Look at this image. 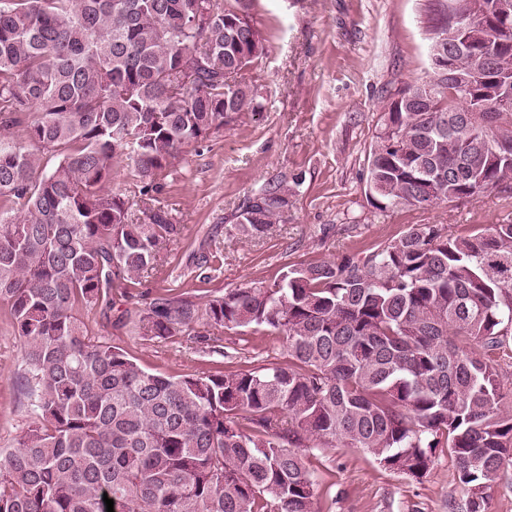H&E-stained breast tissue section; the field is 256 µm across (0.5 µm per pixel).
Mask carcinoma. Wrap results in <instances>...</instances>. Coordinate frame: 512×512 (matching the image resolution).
Returning a JSON list of instances; mask_svg holds the SVG:
<instances>
[{
    "label": "carcinoma",
    "instance_id": "carcinoma-1",
    "mask_svg": "<svg viewBox=\"0 0 512 512\" xmlns=\"http://www.w3.org/2000/svg\"><path fill=\"white\" fill-rule=\"evenodd\" d=\"M433 39L497 0H450ZM211 22L195 23L199 10ZM249 0H0V306L23 338L31 423L0 452V512H315L309 446L363 448L419 479L446 448L486 512L512 456L500 359L512 336V224L451 233L412 224L369 252L292 268L211 295L171 286L132 323L169 338L264 327L288 362L166 376L95 335L82 311L115 282L158 273L180 234L168 211L130 217L117 167L149 200L180 150L262 109L238 79L267 52ZM509 79L512 44L453 58L468 94L437 76L392 94L367 193L385 210L470 198L512 172V112H476L485 63ZM461 112L448 117V105ZM434 193L427 195L426 181ZM288 189L255 190L235 231L260 238Z\"/></svg>",
    "mask_w": 512,
    "mask_h": 512
}]
</instances>
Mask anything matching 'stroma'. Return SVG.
<instances>
[{"label":"stroma","mask_w":512,"mask_h":512,"mask_svg":"<svg viewBox=\"0 0 512 512\" xmlns=\"http://www.w3.org/2000/svg\"><path fill=\"white\" fill-rule=\"evenodd\" d=\"M436 0H253L249 17L268 51L245 70L265 109L242 112L172 160L158 199L180 237L160 245L162 277L204 296L253 279L278 280L288 267L337 261L400 236L412 224L454 233L512 224V177L471 198L432 207L377 209L365 194L368 156L390 93L429 79ZM288 189V209L266 236L233 226L239 207L265 183ZM213 255L204 280L194 256ZM152 278L112 288V306L86 311L98 335L141 368L163 375L253 369L287 361L282 336L264 328L228 329L225 356L177 335L167 339L117 328L159 294ZM23 344L0 314V448L30 423L14 386ZM320 484L316 512H461L467 491L447 449L420 479L382 466L361 448H310Z\"/></svg>","instance_id":"obj_1"}]
</instances>
